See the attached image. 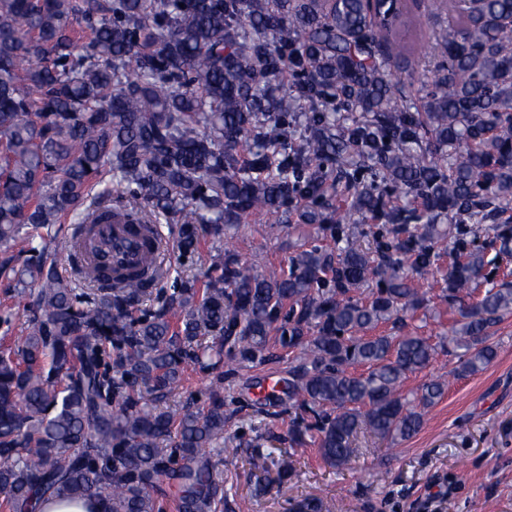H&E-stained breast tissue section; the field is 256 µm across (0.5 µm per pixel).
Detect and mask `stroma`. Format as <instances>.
Here are the masks:
<instances>
[{
    "label": "stroma",
    "instance_id": "obj_1",
    "mask_svg": "<svg viewBox=\"0 0 512 512\" xmlns=\"http://www.w3.org/2000/svg\"><path fill=\"white\" fill-rule=\"evenodd\" d=\"M299 211L295 205L286 212L246 216L230 240L204 234L185 254L176 248L173 225H160L173 259L164 293L180 287L183 276L201 275L228 248L257 273L287 269L296 252L335 230L331 224H301ZM28 301L27 294L0 283V312L11 314L10 323L0 326L6 343L24 336ZM410 328L436 347L432 363L405 380V390L414 391L453 366L445 337L447 305L429 298ZM492 342L496 359L477 375L451 379L413 437L392 443L359 429L354 439L359 453L348 465L329 467L311 451L293 457L295 474L284 486L265 489L255 484L250 457L259 451L280 457L288 446L291 413L286 394L279 390L265 405L262 391L283 385L288 367L234 366L224 375V436L234 449L223 457V477L233 487L224 512H295L304 499L319 500L323 512H512V317L496 326Z\"/></svg>",
    "mask_w": 512,
    "mask_h": 512
}]
</instances>
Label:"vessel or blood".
I'll return each mask as SVG.
<instances>
[{"label":"vessel or blood","instance_id":"1","mask_svg":"<svg viewBox=\"0 0 512 512\" xmlns=\"http://www.w3.org/2000/svg\"><path fill=\"white\" fill-rule=\"evenodd\" d=\"M81 251L90 261H107L118 274L141 268L152 259L163 260L166 244L160 238L147 240L127 224H101L83 242Z\"/></svg>","mask_w":512,"mask_h":512}]
</instances>
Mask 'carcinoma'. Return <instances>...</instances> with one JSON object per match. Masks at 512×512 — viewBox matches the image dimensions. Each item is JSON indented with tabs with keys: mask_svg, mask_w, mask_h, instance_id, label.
<instances>
[{
	"mask_svg": "<svg viewBox=\"0 0 512 512\" xmlns=\"http://www.w3.org/2000/svg\"><path fill=\"white\" fill-rule=\"evenodd\" d=\"M448 2L420 44L393 27L398 0H0V276L33 288L27 336L0 348V512H160L164 483L178 512H220L224 359L279 360L273 342L300 370L279 477L311 447L347 465L361 426L411 437L448 382L404 392L436 348L376 329L414 319L413 276L447 240L451 374L494 361L490 330L512 315V0ZM299 199L307 225L382 221L392 240L371 252L336 233L266 275L228 249L204 287L138 317L169 269L81 266L82 239L117 214L179 225L188 252L201 226L219 237ZM189 363L208 404L148 408Z\"/></svg>",
	"mask_w": 512,
	"mask_h": 512,
	"instance_id": "obj_1",
	"label": "carcinoma"
}]
</instances>
